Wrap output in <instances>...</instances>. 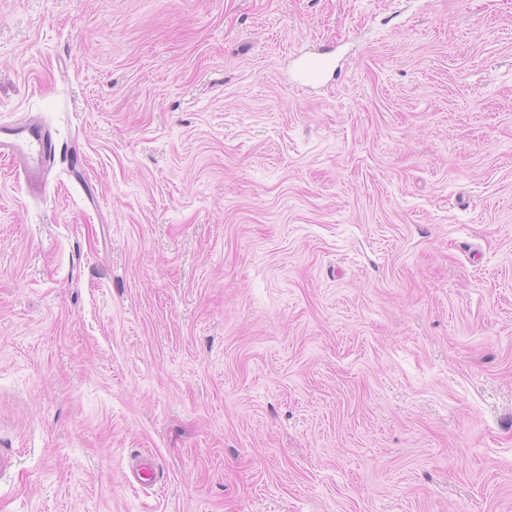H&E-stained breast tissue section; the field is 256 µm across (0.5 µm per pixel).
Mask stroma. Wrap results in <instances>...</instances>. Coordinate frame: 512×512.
<instances>
[{"label": "stroma", "instance_id": "stroma-1", "mask_svg": "<svg viewBox=\"0 0 512 512\" xmlns=\"http://www.w3.org/2000/svg\"><path fill=\"white\" fill-rule=\"evenodd\" d=\"M33 122L0 512H512V0H0ZM21 141L24 143V147L15 142L4 141L2 144L0 142V155L1 157L5 156V154L17 156V154L21 155L27 152V157L24 156V158L31 159V161L27 160L23 163L25 182L30 186H39L43 180L37 178V173L44 162L50 158L54 148L44 135L35 130L30 131ZM126 473L127 481L130 483H138L139 485H146L153 483L159 474V469L151 460L144 459L138 456L131 458L127 464Z\"/></svg>", "mask_w": 512, "mask_h": 512}]
</instances>
